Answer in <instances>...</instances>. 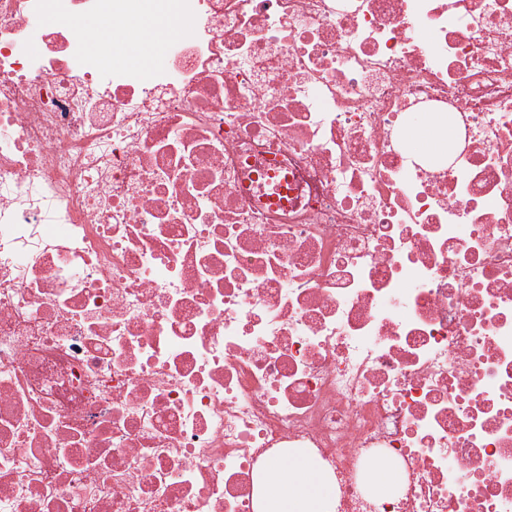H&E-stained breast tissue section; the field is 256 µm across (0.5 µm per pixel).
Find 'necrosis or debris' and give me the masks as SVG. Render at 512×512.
<instances>
[{
	"label": "necrosis or debris",
	"mask_w": 512,
	"mask_h": 512,
	"mask_svg": "<svg viewBox=\"0 0 512 512\" xmlns=\"http://www.w3.org/2000/svg\"><path fill=\"white\" fill-rule=\"evenodd\" d=\"M152 3L0 0V512H512V0ZM77 25L90 32L103 33L105 30H108L112 41H115L117 38H120L127 32V29L121 27L120 25H112L111 27L105 15H100L93 18H82L78 20ZM275 489L273 495L267 486ZM260 512H332L334 494L330 480L306 460H289L264 476L258 500Z\"/></svg>",
	"instance_id": "4bbe7bcc"
}]
</instances>
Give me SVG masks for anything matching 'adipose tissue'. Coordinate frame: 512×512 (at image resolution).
Here are the masks:
<instances>
[{
	"label": "adipose tissue",
	"instance_id": "ef3b65f1",
	"mask_svg": "<svg viewBox=\"0 0 512 512\" xmlns=\"http://www.w3.org/2000/svg\"><path fill=\"white\" fill-rule=\"evenodd\" d=\"M263 483L272 493H260V512H333L330 480L306 460L295 459L272 467Z\"/></svg>",
	"mask_w": 512,
	"mask_h": 512
}]
</instances>
